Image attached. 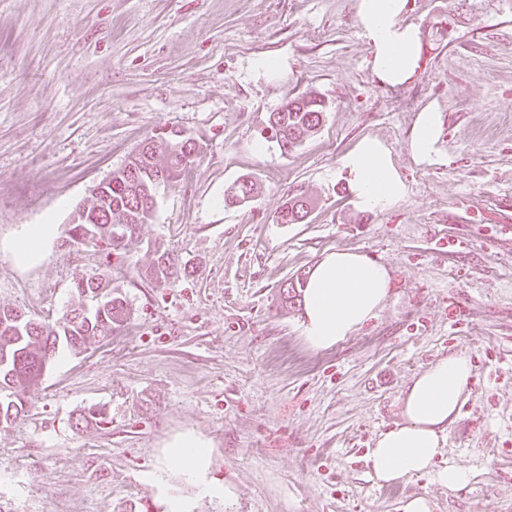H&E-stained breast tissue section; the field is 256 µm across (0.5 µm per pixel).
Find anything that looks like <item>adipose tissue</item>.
I'll return each mask as SVG.
<instances>
[{
  "mask_svg": "<svg viewBox=\"0 0 512 512\" xmlns=\"http://www.w3.org/2000/svg\"><path fill=\"white\" fill-rule=\"evenodd\" d=\"M406 0H358L357 17L371 51L373 72L391 86L404 84L420 59L419 32L403 23ZM441 114L434 106L420 111L412 127L410 152L416 162L435 163ZM356 193V204L370 211L386 210L406 193L389 150L377 139L364 138L343 159ZM387 268L366 255L349 250L323 256L310 270L303 288L302 334L316 348H328L358 330L376 316L389 293ZM472 375L467 355L440 358L412 378L399 398V422L379 433L366 464L377 483H398L430 472L448 489L466 485L468 470L448 465L437 467L449 425L457 417ZM209 446L194 435L170 445V464L183 470L209 497L224 496L222 486L206 477Z\"/></svg>",
  "mask_w": 512,
  "mask_h": 512,
  "instance_id": "1",
  "label": "adipose tissue"
}]
</instances>
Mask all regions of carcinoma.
<instances>
[{
	"label": "carcinoma",
	"instance_id": "obj_1",
	"mask_svg": "<svg viewBox=\"0 0 512 512\" xmlns=\"http://www.w3.org/2000/svg\"><path fill=\"white\" fill-rule=\"evenodd\" d=\"M325 112V102L314 92H305L270 114V127L283 148L293 147L316 132ZM198 151L194 140L181 131L148 140L124 166L112 171L105 188L91 195L90 203L79 208L72 219L68 236L74 243L101 245L117 255L135 237L138 226L153 218L144 207L146 192L154 182L163 185L182 183L193 168L191 152ZM255 183L238 182L234 195H224L229 205L245 203L252 198ZM311 204L299 197L289 198L276 216L279 224H299L309 213ZM174 262L161 253L142 278L164 281L171 275ZM78 297L88 300L70 309L62 321L38 322L11 310L0 309V423L16 420L24 409L28 387L39 382L54 359L56 350L64 346L79 353L93 340H103L128 323L131 311L119 286L101 278H89L75 285Z\"/></svg>",
	"mask_w": 512,
	"mask_h": 512
}]
</instances>
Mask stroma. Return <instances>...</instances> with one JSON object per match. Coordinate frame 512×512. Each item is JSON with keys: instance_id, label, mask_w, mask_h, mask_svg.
<instances>
[{"instance_id": "obj_1", "label": "stroma", "mask_w": 512, "mask_h": 512, "mask_svg": "<svg viewBox=\"0 0 512 512\" xmlns=\"http://www.w3.org/2000/svg\"><path fill=\"white\" fill-rule=\"evenodd\" d=\"M420 60L403 85L372 72L357 0H0V308L53 323L77 282L105 273L89 244H66L91 187L161 128L197 143L186 181L160 188L152 223L117 261L131 319L81 354H57L0 424V512H512V0H406ZM274 58L277 74L262 64ZM316 91L317 132L281 150L269 116ZM438 106L441 159L416 162L415 118ZM380 140L406 184L378 212L357 207L342 166ZM249 179L248 203L226 188ZM313 203L299 224L275 217ZM55 230L18 264L28 225ZM384 264L377 317L336 345L310 346L285 285L329 251ZM179 272L141 277L157 253ZM466 354L468 396L433 474L390 494L366 455L400 418L399 396L438 358ZM103 407L101 427H75ZM206 440L201 495L168 464L177 436ZM311 204L302 198L291 197L282 205L276 216L277 223L299 224L309 213Z\"/></svg>"}]
</instances>
